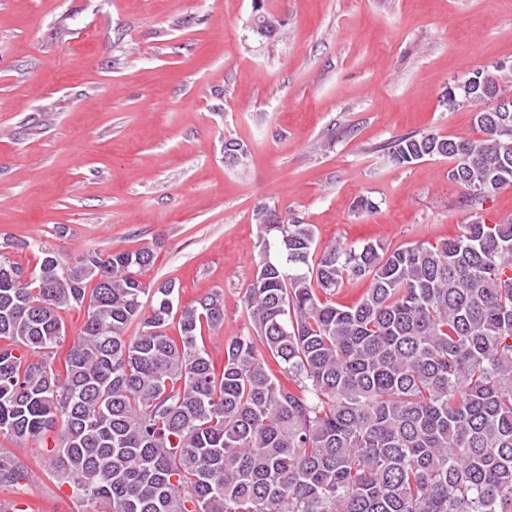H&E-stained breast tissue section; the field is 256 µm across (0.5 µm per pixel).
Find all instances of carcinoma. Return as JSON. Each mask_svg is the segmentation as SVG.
Segmentation results:
<instances>
[{"instance_id": "obj_1", "label": "carcinoma", "mask_w": 512, "mask_h": 512, "mask_svg": "<svg viewBox=\"0 0 512 512\" xmlns=\"http://www.w3.org/2000/svg\"><path fill=\"white\" fill-rule=\"evenodd\" d=\"M448 91L476 139L402 136L389 161L448 159L470 220L436 243L318 248L314 226L262 205L242 333L215 366L224 292L177 307L142 279L153 249L0 253V436L52 438L46 476L102 512H512V112L482 69ZM353 303L336 295L355 281ZM86 319L63 361L65 310ZM177 320L178 334L167 327ZM274 361V375L268 361ZM28 479L0 451V486ZM483 218L487 224H494L505 218H512V187L501 190L486 204Z\"/></svg>"}]
</instances>
